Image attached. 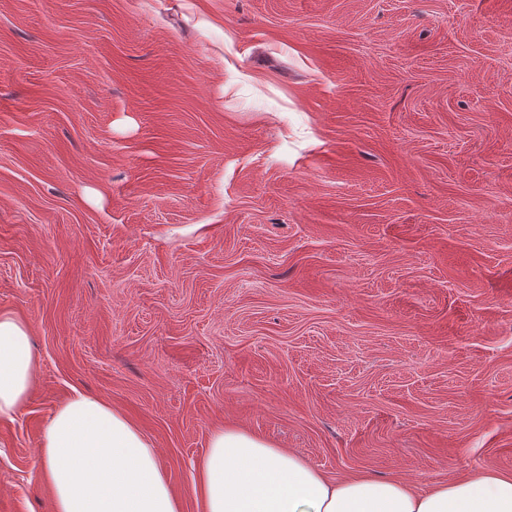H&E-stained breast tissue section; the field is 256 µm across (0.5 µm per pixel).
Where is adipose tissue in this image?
<instances>
[{
  "label": "adipose tissue",
  "mask_w": 512,
  "mask_h": 512,
  "mask_svg": "<svg viewBox=\"0 0 512 512\" xmlns=\"http://www.w3.org/2000/svg\"><path fill=\"white\" fill-rule=\"evenodd\" d=\"M39 366L30 324L0 310V419L30 401ZM38 454L53 512H183L153 443L103 400L77 393L58 403ZM193 489L200 512H512V472L476 470L425 487L335 480L239 428L212 432Z\"/></svg>",
  "instance_id": "adipose-tissue-1"
}]
</instances>
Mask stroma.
<instances>
[{"label": "stroma", "mask_w": 512, "mask_h": 512, "mask_svg": "<svg viewBox=\"0 0 512 512\" xmlns=\"http://www.w3.org/2000/svg\"><path fill=\"white\" fill-rule=\"evenodd\" d=\"M0 512L79 391L184 512L212 430L336 479L512 471V0H0ZM39 366L30 324L15 312L0 310V419H12L30 401Z\"/></svg>", "instance_id": "35a3bbf8"}]
</instances>
